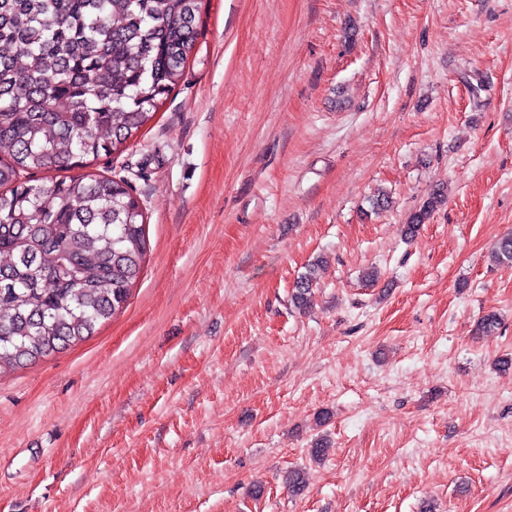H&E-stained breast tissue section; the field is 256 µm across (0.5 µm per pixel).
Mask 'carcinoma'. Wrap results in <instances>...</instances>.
I'll return each instance as SVG.
<instances>
[{
  "label": "carcinoma",
  "instance_id": "cac0c4a2",
  "mask_svg": "<svg viewBox=\"0 0 512 512\" xmlns=\"http://www.w3.org/2000/svg\"><path fill=\"white\" fill-rule=\"evenodd\" d=\"M202 0H0V373L77 344L126 305L147 252L124 176L87 171L137 137L195 51ZM84 173L36 183L31 174ZM446 200L402 225L414 237ZM512 266V235L494 250ZM316 267L296 282L306 310ZM497 314L477 335L492 336ZM288 490L307 484L288 471Z\"/></svg>",
  "mask_w": 512,
  "mask_h": 512
}]
</instances>
